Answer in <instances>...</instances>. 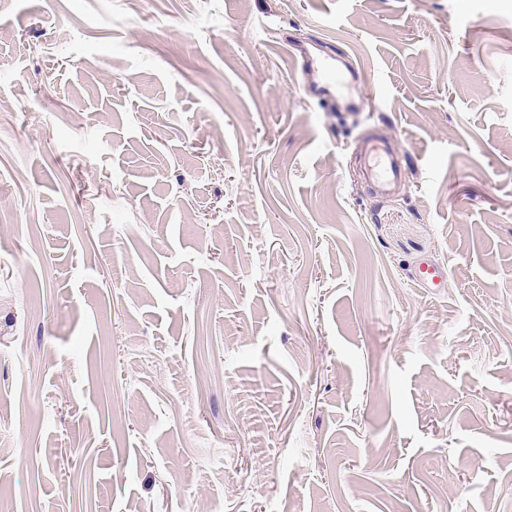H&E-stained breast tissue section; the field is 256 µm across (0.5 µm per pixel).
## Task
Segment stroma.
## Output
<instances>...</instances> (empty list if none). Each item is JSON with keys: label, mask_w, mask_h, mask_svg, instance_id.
I'll list each match as a JSON object with an SVG mask.
<instances>
[{"label": "stroma", "mask_w": 512, "mask_h": 512, "mask_svg": "<svg viewBox=\"0 0 512 512\" xmlns=\"http://www.w3.org/2000/svg\"><path fill=\"white\" fill-rule=\"evenodd\" d=\"M0 512H512V0H0ZM370 175L375 186L385 188L402 177V169L390 160L385 148L376 144L371 149Z\"/></svg>", "instance_id": "35a3bbf8"}]
</instances>
